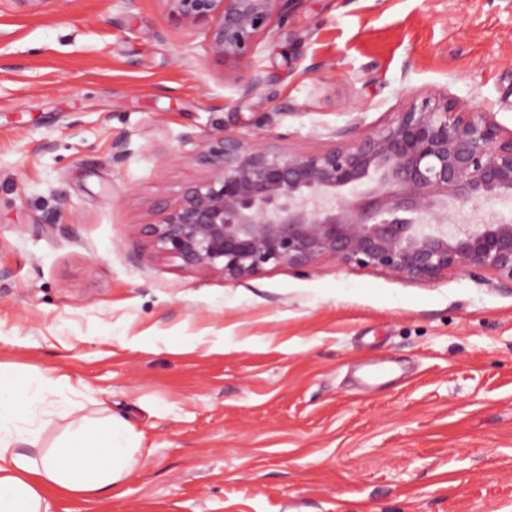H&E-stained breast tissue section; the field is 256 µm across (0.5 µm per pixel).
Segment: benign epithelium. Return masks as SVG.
<instances>
[{"label": "benign epithelium", "instance_id": "benign-epithelium-1", "mask_svg": "<svg viewBox=\"0 0 512 512\" xmlns=\"http://www.w3.org/2000/svg\"><path fill=\"white\" fill-rule=\"evenodd\" d=\"M168 18L204 25L211 56L249 65L283 0H164ZM337 145L288 152L248 134L212 133L207 176L162 185L138 235L189 271L248 280L267 267L303 272L331 257L431 282L462 270L512 288V222L451 224L468 203L512 198V131L434 95L413 98L384 127Z\"/></svg>", "mask_w": 512, "mask_h": 512}]
</instances>
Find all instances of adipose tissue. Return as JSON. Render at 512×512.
Instances as JSON below:
<instances>
[{
	"label": "adipose tissue",
	"instance_id": "ef3b65f1",
	"mask_svg": "<svg viewBox=\"0 0 512 512\" xmlns=\"http://www.w3.org/2000/svg\"><path fill=\"white\" fill-rule=\"evenodd\" d=\"M32 405L17 372L0 364V512H51L48 491L100 494L134 470V431L121 420L94 429L79 422L60 447L37 457L19 452L33 435Z\"/></svg>",
	"mask_w": 512,
	"mask_h": 512
}]
</instances>
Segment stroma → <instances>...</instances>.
Here are the masks:
<instances>
[{
    "label": "stroma",
    "instance_id": "obj_1",
    "mask_svg": "<svg viewBox=\"0 0 512 512\" xmlns=\"http://www.w3.org/2000/svg\"><path fill=\"white\" fill-rule=\"evenodd\" d=\"M438 94L512 130V0H292L247 67L163 0H0V363L37 397L31 453L62 408L140 439L120 487L53 512H512V290L329 257L237 282L136 233L209 133L320 151Z\"/></svg>",
    "mask_w": 512,
    "mask_h": 512
}]
</instances>
